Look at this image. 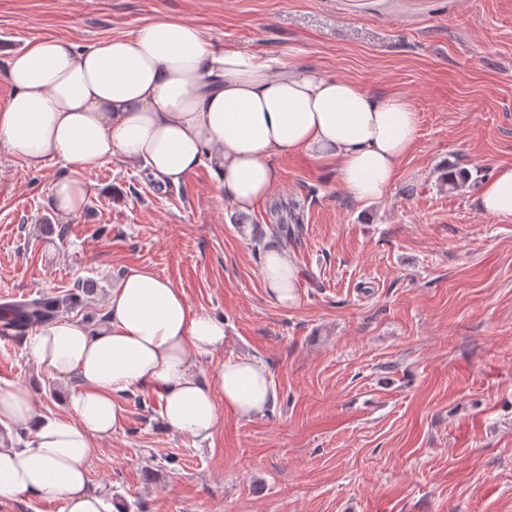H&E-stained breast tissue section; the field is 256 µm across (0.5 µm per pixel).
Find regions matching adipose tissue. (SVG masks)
<instances>
[{"label":"adipose tissue","instance_id":"adipose-tissue-1","mask_svg":"<svg viewBox=\"0 0 512 512\" xmlns=\"http://www.w3.org/2000/svg\"><path fill=\"white\" fill-rule=\"evenodd\" d=\"M0 80L13 90L0 107V148L35 170L52 161L78 170L51 186L62 215L82 210L87 173L116 158L142 164L163 189L209 164L225 200L249 212L276 186V158L299 154L334 167L350 198L375 201L418 137L405 96H374L311 67L215 50L194 23L171 15L82 51L60 39L30 42L6 60ZM478 206L512 221L511 167L484 183ZM261 275L278 305L297 303L303 273L285 249L266 251ZM223 346V321L146 268L113 282L98 323L66 317L36 328L26 350L68 382V416L39 411L32 384L0 386V501L37 497L62 512H112L89 467L96 443L125 417L122 398L136 392L156 395L164 428L197 444L212 440L218 409L263 417L276 400L263 361L228 357L210 374L196 372L198 357Z\"/></svg>","mask_w":512,"mask_h":512}]
</instances>
